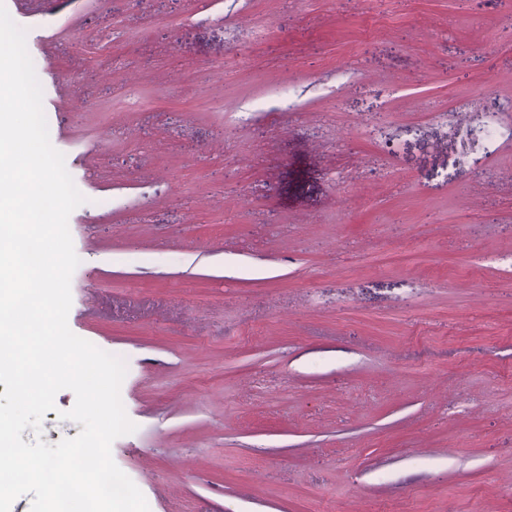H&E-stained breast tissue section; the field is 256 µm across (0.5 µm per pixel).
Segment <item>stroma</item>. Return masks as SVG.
I'll return each mask as SVG.
<instances>
[{"label": "stroma", "mask_w": 512, "mask_h": 512, "mask_svg": "<svg viewBox=\"0 0 512 512\" xmlns=\"http://www.w3.org/2000/svg\"><path fill=\"white\" fill-rule=\"evenodd\" d=\"M0 2L150 512H512V0Z\"/></svg>", "instance_id": "35a3bbf8"}]
</instances>
